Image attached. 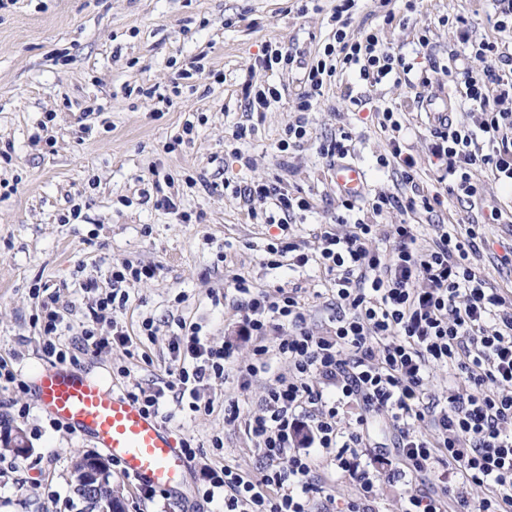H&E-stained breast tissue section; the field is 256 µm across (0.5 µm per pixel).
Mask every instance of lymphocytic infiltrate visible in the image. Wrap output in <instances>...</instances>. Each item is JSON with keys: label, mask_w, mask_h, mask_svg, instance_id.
<instances>
[{"label": "lymphocytic infiltrate", "mask_w": 512, "mask_h": 512, "mask_svg": "<svg viewBox=\"0 0 512 512\" xmlns=\"http://www.w3.org/2000/svg\"><path fill=\"white\" fill-rule=\"evenodd\" d=\"M497 14L495 38L473 42L481 69L463 65L448 74L477 114L474 127L459 125L451 114L431 118L428 158L435 190L342 199L330 225L316 235L315 254L293 241L277 250V257L291 258L294 265L314 258L328 271L343 310L333 326L319 332L307 325L297 289L279 286L270 292L236 280L242 297L239 333L251 342L249 362L237 366L241 380L267 372L273 349L287 359L289 374L268 390L259 412L244 418L239 405L231 404L229 421L244 420L267 468L253 479L227 465L204 466L207 503L221 505L223 512H312L318 487L307 454L296 445L298 411L309 407L313 440L335 449L337 473L357 489L345 512H374L381 473L362 458L377 422L394 437L395 474L430 483L426 491L408 488L400 512H512V292L491 286L472 265L470 257L480 249L475 229L437 225L432 243L423 247L415 223L443 206L445 198L469 204L479 197L471 182L474 168L512 182V55H504L498 41L502 35L512 39V0H497ZM332 20V43L304 67L299 111H311L322 88L350 71L379 84L405 65L376 34L350 32L349 16L337 12ZM373 113L389 136L390 151L380 166L393 167L401 184L416 185L421 166L406 147L399 111L377 107ZM243 196L270 203L274 212L267 223L283 228L296 212L312 207L310 196L277 183L247 186ZM390 215L396 224L382 229L380 219ZM382 239L388 240L387 248H378ZM154 275L152 267L127 265L106 278L87 277L82 288L96 301L79 346L97 345L98 325L110 318L114 304L128 302L124 283ZM56 302L50 293L41 303L42 352L63 363L76 354L58 338ZM170 350L179 363L173 381L156 389L135 384L127 395L156 415L171 390L190 411H200L199 389L224 379L233 349L209 342L199 324L183 322ZM437 366L452 371L454 384L435 399L426 386ZM344 405L358 411L347 425L340 417ZM473 487L484 489L480 500H472Z\"/></svg>", "instance_id": "obj_1"}]
</instances>
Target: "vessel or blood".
Returning <instances> with one entry per match:
<instances>
[{
	"label": "vessel or blood",
	"mask_w": 512,
	"mask_h": 512,
	"mask_svg": "<svg viewBox=\"0 0 512 512\" xmlns=\"http://www.w3.org/2000/svg\"><path fill=\"white\" fill-rule=\"evenodd\" d=\"M336 183L349 196L364 188L360 169L348 164L337 165ZM34 389L50 416L90 436L123 474L171 493L185 487L191 462L171 431L134 400L68 366L41 370Z\"/></svg>",
	"instance_id": "b4317fda"
}]
</instances>
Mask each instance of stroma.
Here are the masks:
<instances>
[{
    "label": "stroma",
    "mask_w": 512,
    "mask_h": 512,
    "mask_svg": "<svg viewBox=\"0 0 512 512\" xmlns=\"http://www.w3.org/2000/svg\"><path fill=\"white\" fill-rule=\"evenodd\" d=\"M339 0H8L0 9V358L20 368L25 381L50 361L41 353L33 287L57 295L63 321L58 334L68 343L81 334L91 304L81 284L87 275H108L130 263L151 265L154 278L128 282L126 306L98 333L111 337L121 325L137 342L134 355L108 346L78 353L76 366L104 375L125 392L138 384L168 381L174 364L169 343L180 322L198 323L215 344L232 342L235 363L247 362L248 343L238 334L241 312L236 279L259 289L297 288L309 326L324 329L336 316V298L319 263L269 266L270 246L287 240L317 247L315 235L329 222L340 197L335 170L317 147L347 131V163L362 169L368 192H400L397 175L380 167L388 137L370 112L347 110L346 92L365 94L372 104L401 109L407 142L426 158L429 114L448 107V72L465 57L451 39L447 20L464 16L477 38L494 34L487 21L490 0H356L353 31L376 33L405 57L408 79L370 87L354 77L323 88L315 109L297 110L301 69L261 68V48L272 42L298 60L321 53L328 43ZM395 13L385 24L387 13ZM427 46H419L420 35ZM427 73L421 91L411 80ZM270 84L282 97L251 112L245 83ZM150 89L167 95L160 103L143 97ZM424 103L411 104L414 94ZM306 121L311 139L282 152L289 125ZM194 126L184 134L185 123ZM247 129L234 140L237 126ZM486 198L498 200L503 219L478 225L485 244L471 261L498 288L512 290V266L499 256L512 249V185L472 172ZM257 181L280 182L313 197V208L297 213L288 229L267 223L269 206L248 208L238 190ZM173 198L189 220L181 222L159 201ZM80 205L79 218L70 215ZM288 363L271 356L269 370L241 382L236 373L213 381L211 412L181 408L167 393V427L176 439H193L200 455L183 501L157 492L145 499L135 481L113 470L124 512H202L201 467L229 465L260 478L266 461L242 420L229 423L224 407L238 402L243 415L258 412L268 388L287 375ZM27 416H20L21 407ZM0 421L21 430L29 447L20 469L0 465V512H81L68 483L73 457L95 443L49 417L34 391H0ZM224 446H213L214 438ZM321 486L316 512H339L354 491L336 473L333 451H310Z\"/></svg>",
    "instance_id": "obj_1"
}]
</instances>
